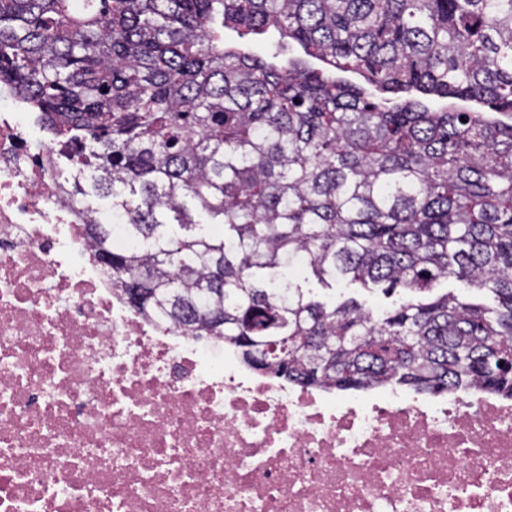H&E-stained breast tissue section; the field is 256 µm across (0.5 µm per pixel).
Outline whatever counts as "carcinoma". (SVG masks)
Listing matches in <instances>:
<instances>
[{
    "instance_id": "cac0c4a2",
    "label": "carcinoma",
    "mask_w": 512,
    "mask_h": 512,
    "mask_svg": "<svg viewBox=\"0 0 512 512\" xmlns=\"http://www.w3.org/2000/svg\"><path fill=\"white\" fill-rule=\"evenodd\" d=\"M271 30L302 55L254 50ZM1 87L121 287L154 271L145 315L306 387L512 397V0H0ZM298 265L412 297L329 304ZM435 288L434 293L442 294L447 291L453 292L454 294H458L469 300L480 301L489 306L493 305V299L489 292L485 290H477L475 288H466L461 282H458L454 278L441 280Z\"/></svg>"
}]
</instances>
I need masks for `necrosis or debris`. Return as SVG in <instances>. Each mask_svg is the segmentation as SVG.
<instances>
[{
  "label": "necrosis or debris",
  "instance_id": "necrosis-or-debris-1",
  "mask_svg": "<svg viewBox=\"0 0 512 512\" xmlns=\"http://www.w3.org/2000/svg\"><path fill=\"white\" fill-rule=\"evenodd\" d=\"M0 98V512H512V398L269 377L130 305Z\"/></svg>",
  "mask_w": 512,
  "mask_h": 512
}]
</instances>
